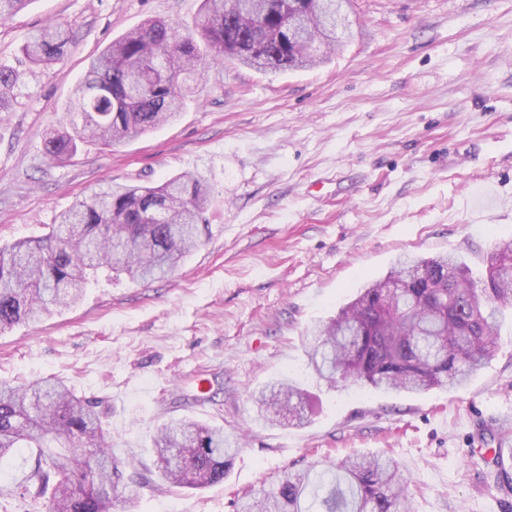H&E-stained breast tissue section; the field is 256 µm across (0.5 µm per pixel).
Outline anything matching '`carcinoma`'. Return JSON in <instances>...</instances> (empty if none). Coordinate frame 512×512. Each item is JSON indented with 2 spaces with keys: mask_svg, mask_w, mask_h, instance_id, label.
I'll return each instance as SVG.
<instances>
[{
  "mask_svg": "<svg viewBox=\"0 0 512 512\" xmlns=\"http://www.w3.org/2000/svg\"><path fill=\"white\" fill-rule=\"evenodd\" d=\"M30 2L0 0V20ZM295 11L330 54L335 37L323 27L314 0H260L255 15L243 0H202L197 37L165 21H146L91 59L75 90L73 111L81 122L51 136L48 154L67 159L88 142L112 148L175 120L210 59L278 70L320 64L323 58L288 43V13ZM72 42L71 27L59 22L39 29L22 54L29 66L44 68L63 60ZM21 77L0 68V109L13 101ZM208 203L206 180L197 173L155 187L108 183L63 213L45 237L1 247L0 331L76 305L104 271L134 281L168 276L201 244ZM403 282L412 287H397ZM509 306L512 239L495 247L478 279L454 255L400 258L315 331L307 364L332 388L367 384L420 393L458 387L496 352ZM306 398L284 380L254 401L261 418L273 406L301 422ZM153 448L163 482L194 490L223 482L234 451L224 427L195 420L163 426ZM22 451L31 453L32 465L17 493L32 512H109L120 471L95 398L76 395L58 379L1 382L0 459ZM307 496L321 512H404L398 466L379 454L340 461L328 480L313 469L286 470L238 512H305Z\"/></svg>",
  "mask_w": 512,
  "mask_h": 512,
  "instance_id": "obj_1",
  "label": "carcinoma"
}]
</instances>
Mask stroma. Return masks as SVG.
Segmentation results:
<instances>
[{
	"label": "stroma",
	"instance_id": "stroma-1",
	"mask_svg": "<svg viewBox=\"0 0 512 512\" xmlns=\"http://www.w3.org/2000/svg\"><path fill=\"white\" fill-rule=\"evenodd\" d=\"M201 0H32L0 21V66L43 24L72 25L61 62L0 112V246L37 239L104 180L157 186L200 173L209 232L175 272L99 277L76 307L0 333V382L64 381L98 400L136 512H237L284 469L392 456L407 512H512L490 456L512 419V315L466 386L394 394L329 388L307 366L314 327L402 255L459 256L473 273L512 238V0H352L354 22L311 69L208 66L179 119L65 161L45 140L93 56L150 18L195 31ZM287 378L305 424H266L251 395ZM223 425L239 447L223 483L141 484L157 428ZM29 454L0 460V512Z\"/></svg>",
	"mask_w": 512,
	"mask_h": 512
}]
</instances>
